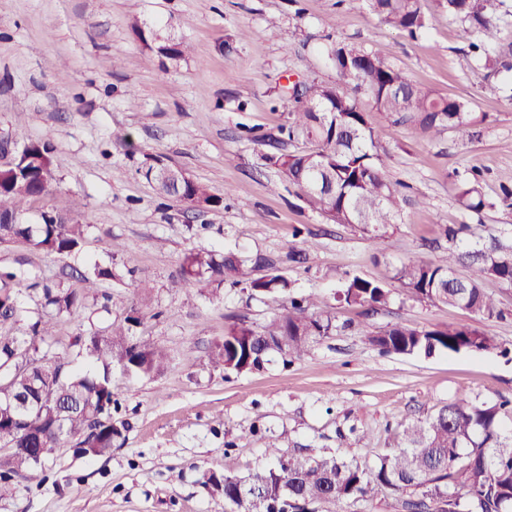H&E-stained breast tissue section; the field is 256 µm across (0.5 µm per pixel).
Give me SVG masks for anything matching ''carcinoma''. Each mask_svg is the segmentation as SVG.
I'll return each mask as SVG.
<instances>
[{
	"instance_id": "carcinoma-1",
	"label": "carcinoma",
	"mask_w": 512,
	"mask_h": 512,
	"mask_svg": "<svg viewBox=\"0 0 512 512\" xmlns=\"http://www.w3.org/2000/svg\"><path fill=\"white\" fill-rule=\"evenodd\" d=\"M349 2L366 6L410 38L427 31L421 0ZM435 3L469 41L465 60H480L491 73L505 72L512 79V47L504 54L499 45L500 34L512 28V4L507 0ZM329 58L342 76L355 82L354 91L315 82L304 85L291 97L288 137L301 132L313 147L282 150L269 161L302 189L309 208L335 224L357 226L375 241L383 229L397 223L398 200L388 180L387 153L378 150L356 93L364 92L378 111L413 125L421 136L431 139L453 132L465 141L483 117L463 99L410 83L378 50L339 42ZM4 139L23 147V155L0 165V244L21 242L47 255L77 254L89 225L50 213L41 214L37 224L15 219L53 179L50 143L28 141L20 133ZM142 175L163 198L200 206L220 203L206 185L162 159L147 157ZM454 177L464 209H512V184L501 186V195L492 199L483 193L478 169L456 172ZM444 235L446 263L409 261L397 269V280L420 302L465 309L482 323L504 318V311L482 284L488 279L512 284V233L483 237L470 224H451ZM253 264L270 271L249 280L253 293H290L288 280L279 274L274 260L257 255ZM243 266L244 261L232 253L194 248L182 257V283L189 294L215 297L223 285L242 283ZM459 266L468 269L467 278L457 276ZM117 277L112 265L96 263L79 275L83 284L79 291L31 283L37 318L26 332L16 327L18 295L25 279L14 272L0 273V325H11L0 332V447L13 449L0 457V498L13 494L17 479L42 484L47 460L65 442L85 456L112 451L121 437L120 429L112 425V407L118 404L112 391L113 367L125 366L132 376L158 375L167 367L170 354L165 348L130 339L125 324L140 319L134 303L124 309V323L119 325L100 326L88 317L71 352L72 360L88 368L71 370L40 355V345L53 335L56 319L71 316L100 297L101 309L112 313L117 302L110 294H99V288ZM337 296L373 315L390 302L388 289L358 276L346 278ZM316 300L314 295L289 298L288 311L259 330L245 322L227 326L224 346L210 352V363L224 368L226 374H241L261 368L272 351L291 360L302 357L309 342L337 328L332 318L311 312ZM363 337L385 354L496 352L505 357L512 351L485 330L463 323L432 329L388 323L364 332ZM29 447L38 453L27 452ZM267 452L269 461L245 477L226 475L220 482L212 474H203L206 485L223 491L225 512H316V504L327 506L325 512H346L345 505L351 501L386 494L395 496L400 512H512V396L501 395L490 402L466 395L457 398L407 425L397 443L372 467L308 446L284 452L271 442Z\"/></svg>"
}]
</instances>
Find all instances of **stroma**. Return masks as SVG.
<instances>
[{"mask_svg": "<svg viewBox=\"0 0 512 512\" xmlns=\"http://www.w3.org/2000/svg\"><path fill=\"white\" fill-rule=\"evenodd\" d=\"M421 3L428 34L411 40L348 0H0V135L20 130L53 146L54 178L27 202L24 220L48 212L90 227L77 255L0 246V267L76 288L73 269L118 265L123 280L103 292L139 297V282H148L131 333L171 356L154 377L113 371L112 422L122 436L109 454L84 457L62 444L45 483L17 482L0 512H224L202 474L248 475L269 442L337 451L371 467L404 425L458 395L512 393V361L388 355L357 331L474 323L466 310L415 301L396 271L410 260L446 262V225L470 224L485 236L512 224L507 209L464 210L450 177L478 167L492 198L512 177V87L486 79L479 65L461 68L466 40L457 25L434 0ZM140 28L155 40H140ZM172 41L187 44L184 58L159 53ZM340 41L380 50L411 83L487 116L469 143L451 133L428 139L360 96L400 200L398 224L375 244L308 208L269 162L271 147L253 139L287 126V82L341 84L327 56ZM117 131L129 132L134 148L113 147ZM150 155L206 184L219 204L157 196L140 172ZM195 247L277 259L291 295H317V313L338 331L292 362L274 353L258 370L225 375L208 355L228 324L241 318L261 328L285 313L289 295H254L241 284L213 299L188 297L180 264ZM303 249L305 263L289 262V251ZM353 275L389 288V307L367 318L337 301Z\"/></svg>", "mask_w": 512, "mask_h": 512, "instance_id": "35a3bbf8", "label": "stroma"}]
</instances>
